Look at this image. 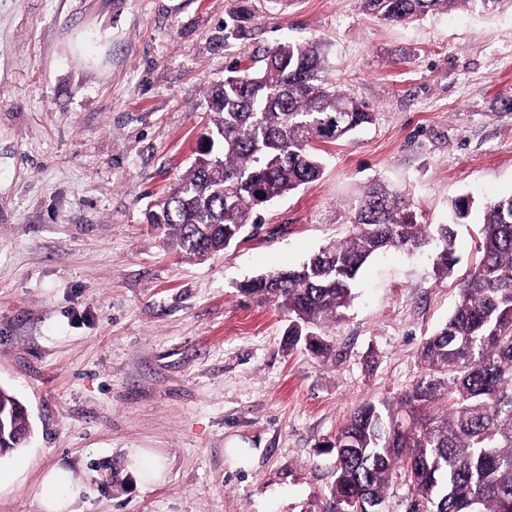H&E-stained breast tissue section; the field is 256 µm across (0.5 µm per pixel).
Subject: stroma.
I'll list each match as a JSON object with an SVG mask.
<instances>
[{"mask_svg": "<svg viewBox=\"0 0 512 512\" xmlns=\"http://www.w3.org/2000/svg\"><path fill=\"white\" fill-rule=\"evenodd\" d=\"M288 41L323 43L329 82L374 121L320 144L321 178L260 209L255 234L184 256L147 212L189 168L209 89ZM377 183L421 224L471 196L452 275L428 247L379 253L321 330L329 357L289 348L287 313L240 284L345 239ZM510 195L511 12L392 24L359 0H0V387L33 427L0 457L25 464L0 512H43L57 466L84 487L69 512H323L328 444L424 375L484 206Z\"/></svg>", "mask_w": 512, "mask_h": 512, "instance_id": "stroma-1", "label": "stroma"}]
</instances>
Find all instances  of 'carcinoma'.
I'll use <instances>...</instances> for the list:
<instances>
[{"label": "carcinoma", "instance_id": "carcinoma-1", "mask_svg": "<svg viewBox=\"0 0 512 512\" xmlns=\"http://www.w3.org/2000/svg\"><path fill=\"white\" fill-rule=\"evenodd\" d=\"M362 11L389 22H413L471 6L512 10V0H360ZM257 69L208 93L212 126L190 169L148 222L190 258L223 251L256 224V212L317 181L323 160L312 140L336 142L373 121L370 108L329 87L321 44L284 43L257 59ZM353 230L296 268L241 285L259 303L288 311V344L325 356L316 329L339 318L353 300L358 272L389 249H438L432 271L453 272L452 224H420L387 187L371 188ZM479 257L464 278L448 322L420 349L426 373L400 402L416 414L405 427L372 404L355 410L330 448L333 502L381 512L395 465L403 463L411 498L405 512H512V196L486 206ZM441 414L426 410L440 401ZM22 403L0 388V453L26 445L31 425Z\"/></svg>", "mask_w": 512, "mask_h": 512}]
</instances>
